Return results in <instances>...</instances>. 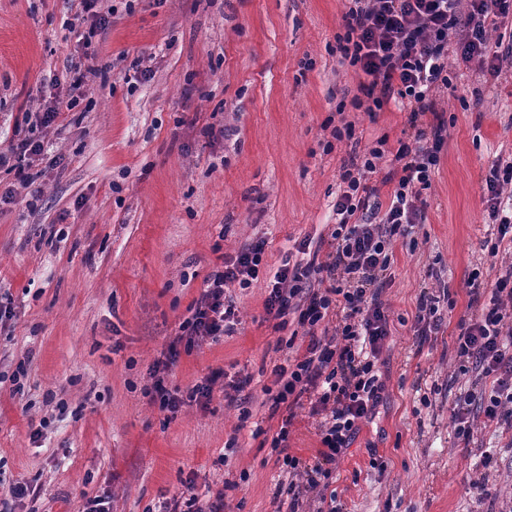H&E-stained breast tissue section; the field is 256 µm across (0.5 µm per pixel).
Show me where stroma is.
I'll return each instance as SVG.
<instances>
[{"mask_svg": "<svg viewBox=\"0 0 512 512\" xmlns=\"http://www.w3.org/2000/svg\"><path fill=\"white\" fill-rule=\"evenodd\" d=\"M347 0H102L110 24L93 44L101 73L79 99L69 72L84 58L68 21L80 0H0V152L43 140L64 169H46L28 203L22 176L0 166V487L37 484L13 512H157L193 482L223 492L224 512H275L283 459L271 446L283 415L265 393L274 365L302 356L310 336L264 309L269 281L303 242L329 239L350 141L326 122L353 123L361 147L407 140L409 110L366 113L351 101L365 76L336 42ZM431 96L445 121L440 162L423 190L424 217L398 239L381 294L391 335L379 373L386 401L332 466L342 512H512V428L476 425L457 438L450 416L475 372H461L457 323L471 315L470 276L487 283L512 264L490 257L483 200L495 161L512 159V57L499 76L456 55ZM146 80L125 79L134 63ZM72 102L47 129L25 123L50 94ZM257 281L225 294L231 334L181 352L164 376L178 396L213 371L247 379L237 401L161 410L144 394L189 308L223 256L258 238ZM443 325L419 342L422 295ZM288 451L314 465L318 419L293 408ZM43 423L33 436L34 423ZM485 486L475 498L473 483Z\"/></svg>", "mask_w": 512, "mask_h": 512, "instance_id": "1", "label": "stroma"}]
</instances>
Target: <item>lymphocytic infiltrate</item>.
<instances>
[{
	"mask_svg": "<svg viewBox=\"0 0 512 512\" xmlns=\"http://www.w3.org/2000/svg\"><path fill=\"white\" fill-rule=\"evenodd\" d=\"M342 16L343 35L338 41L345 60L367 80L354 108L381 110L392 98L408 101L410 123L416 124L414 143H400L388 154L385 140L351 155L341 166L344 185L336 200L338 222L331 233L325 259H309L283 265L274 276L265 302L267 315H298L300 325L316 328L328 316L339 323L333 334L311 337L306 355L291 364L275 365L272 373L279 389L273 408L288 405L290 397L310 395V410L319 416L321 447L314 466H301L288 455V429L280 427L271 445L283 451L288 490L295 477L305 478L310 489L328 483L329 466L349 448L362 422L372 419L383 398L384 386L377 363L390 336L389 316L380 300L387 284L396 237L405 235L423 216V190L440 161L445 139L443 124L432 130L419 128L420 116L433 111L429 99L433 87L447 83L448 33L460 29L457 52L463 62L477 63L490 75H498L502 60L489 41L491 30L512 17V0H349ZM396 167L384 183L394 189L387 210L374 198L377 189L367 175L377 173L385 156ZM512 187V161L495 163L485 179L484 198L489 217L496 224L490 255L512 251V212L503 208L504 195ZM267 242L257 239L236 255L226 257L221 270L208 279L193 305L194 312L182 324L187 347L231 333L235 307L224 289L236 283L248 287L259 277ZM512 265L491 285V297L481 312L460 318L458 354L470 364L482 388L457 401L451 423L457 436L470 439L475 418L486 423L512 425Z\"/></svg>",
	"mask_w": 512,
	"mask_h": 512,
	"instance_id": "f902f5d3",
	"label": "lymphocytic infiltrate"
}]
</instances>
